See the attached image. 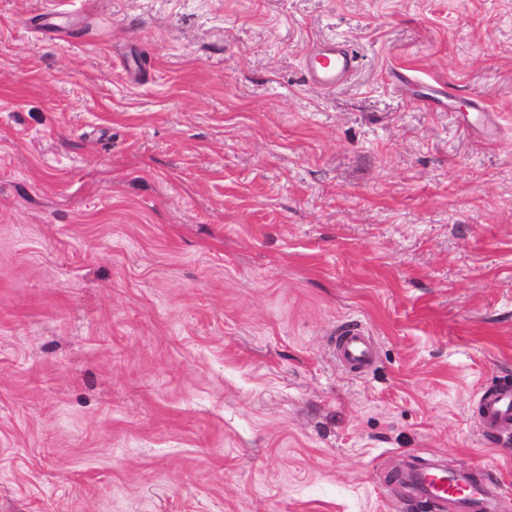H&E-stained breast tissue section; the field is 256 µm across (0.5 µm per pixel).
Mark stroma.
I'll return each mask as SVG.
<instances>
[{"label":"stroma","instance_id":"stroma-1","mask_svg":"<svg viewBox=\"0 0 512 512\" xmlns=\"http://www.w3.org/2000/svg\"><path fill=\"white\" fill-rule=\"evenodd\" d=\"M502 380L512 0H0V512H398L422 457L512 512ZM356 63L355 54L345 43H319L309 50L304 68L312 87L331 90L349 78ZM334 350L336 362L351 372H365L376 353L373 336L358 320L346 321L338 327ZM478 427L482 436L512 432V385L502 383L480 395Z\"/></svg>","mask_w":512,"mask_h":512}]
</instances>
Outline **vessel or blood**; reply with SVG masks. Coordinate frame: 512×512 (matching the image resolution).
Wrapping results in <instances>:
<instances>
[{
    "label": "vessel or blood",
    "mask_w": 512,
    "mask_h": 512,
    "mask_svg": "<svg viewBox=\"0 0 512 512\" xmlns=\"http://www.w3.org/2000/svg\"><path fill=\"white\" fill-rule=\"evenodd\" d=\"M357 58L348 45L320 43L313 46L306 58V77L310 85L331 90L349 78L356 68ZM337 363L352 372L366 371L376 353L373 336L357 320L342 323L334 341ZM478 427L481 435H502L512 432V384L502 383L484 391L479 399ZM410 496L439 512L448 501L477 502L486 494V484L472 482L462 474L448 473L434 466L406 471L401 479Z\"/></svg>",
    "instance_id": "obj_1"
}]
</instances>
